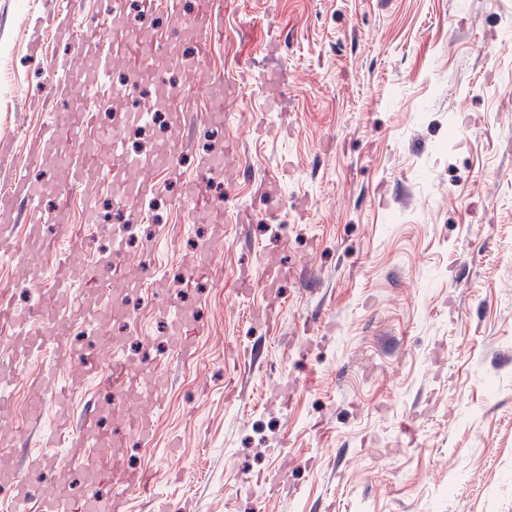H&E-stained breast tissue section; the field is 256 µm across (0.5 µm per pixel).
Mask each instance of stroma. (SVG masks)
<instances>
[{"mask_svg": "<svg viewBox=\"0 0 512 512\" xmlns=\"http://www.w3.org/2000/svg\"><path fill=\"white\" fill-rule=\"evenodd\" d=\"M223 2L209 66L248 79L222 136L186 139L180 177L153 172L160 191L128 200L123 224L111 221L117 165H90L67 195L69 223L97 212L89 263L128 224L125 262L152 275L125 293L131 321L70 334L98 364L135 355L168 379L151 435L111 448L128 476L159 479L153 499L127 491L130 512H512V0ZM41 10L0 0V142L13 146L0 175L56 183L55 166L24 160L59 88L26 47ZM179 38L170 77L186 121L212 89L182 85L199 58L196 33ZM269 68L288 82L276 110ZM212 157L232 169L198 183ZM197 195L223 223L197 218ZM216 235L223 264L184 290L198 241ZM5 238L0 284L25 308L71 242L48 230L32 264L24 224ZM157 289L193 315L191 355L170 346Z\"/></svg>", "mask_w": 512, "mask_h": 512, "instance_id": "stroma-1", "label": "stroma"}]
</instances>
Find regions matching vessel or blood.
I'll use <instances>...</instances> for the list:
<instances>
[{
  "mask_svg": "<svg viewBox=\"0 0 512 512\" xmlns=\"http://www.w3.org/2000/svg\"><path fill=\"white\" fill-rule=\"evenodd\" d=\"M224 5L222 0H199L196 15L189 20L177 12H169L170 31L188 26L199 35L200 56L208 58L211 47L224 38ZM120 21L112 8L111 0H104L96 15L84 19L74 27L56 23L52 32L35 31L29 39L31 58H45L44 40L53 35L55 41L66 43V56L50 60L52 71L60 79H68L72 72H79L84 91H97V101L103 106H113L119 121H126L124 104L136 100L144 89L161 87L166 83L160 67L144 63L143 54L161 53V46L143 45L139 34L129 36L127 47L135 63L130 70L133 77L123 89L109 93L105 87L114 66L112 35L120 30ZM96 48L100 58L94 69L77 71L87 48ZM53 112L58 120L52 121L27 151V160L38 164L44 160L55 161L64 178L62 184L36 183L15 175L0 184V214L15 220L28 219L35 204L48 195L59 194L61 186H76L88 159L96 158L99 148H106L111 156L123 151L122 141L115 131L97 128L95 115L79 112L54 104ZM128 177L113 194L114 204H123L127 198L142 197L156 188L155 182L141 175L137 163L126 166ZM148 278L147 273L128 267L120 251H113L109 260L98 268L76 262L71 251L58 254L52 285L43 289L35 312L17 309L6 297H0V344L6 345L10 357L0 362V430L12 425L11 408L15 393L17 371L28 360L44 351H51L48 364L42 366L36 383L28 386L27 415L39 420L46 406H54V427L43 432L40 442L42 452L33 454L28 464L47 468L55 473L54 483L46 489H34L17 470H0V483L9 488L6 499L0 500V512H126L127 499L122 495L105 496L100 489L124 482L126 473L119 461L99 454L102 444H115L129 433L149 436L153 429L154 408L144 401L141 392L132 381L144 376L153 390H161L164 378L147 366H133L127 360L112 361L107 371L85 362L84 358L69 345V317L71 292L82 289L97 300L96 315L99 320L125 316L126 310L119 293L112 290L115 280H123L127 287H140ZM198 329L186 315H178L168 331L172 344L183 353H190ZM70 367L74 373L66 383H59L58 373ZM102 374L105 382L119 395L115 409L103 412L102 408L86 405L80 415H73L69 403L83 388L88 376ZM109 414L113 421L112 432L102 431L98 418ZM78 449L83 455L85 486L81 493L70 490L69 474L72 458L68 449Z\"/></svg>",
  "mask_w": 512,
  "mask_h": 512,
  "instance_id": "vessel-or-blood-1",
  "label": "vessel or blood"
}]
</instances>
